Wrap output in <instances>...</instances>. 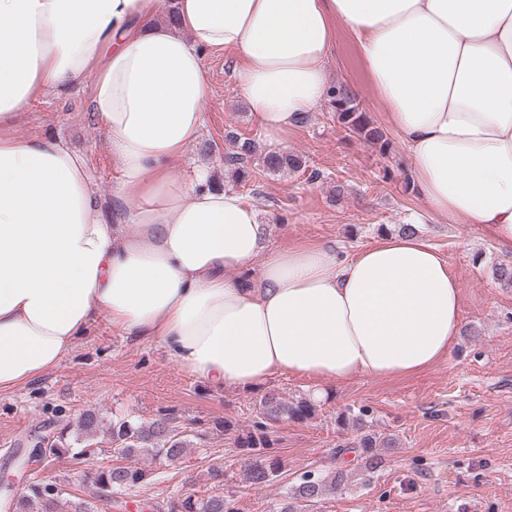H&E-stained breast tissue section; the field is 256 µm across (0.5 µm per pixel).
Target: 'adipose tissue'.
Returning <instances> with one entry per match:
<instances>
[{
    "label": "adipose tissue",
    "mask_w": 512,
    "mask_h": 512,
    "mask_svg": "<svg viewBox=\"0 0 512 512\" xmlns=\"http://www.w3.org/2000/svg\"><path fill=\"white\" fill-rule=\"evenodd\" d=\"M0 0V125L94 76L119 174L106 219L85 157L0 135V393L57 366L98 317L162 344L214 390L423 372L461 329L458 283L418 235L353 253L266 246L267 227L202 167L209 54L268 140L325 101L337 27L360 44L430 210L512 251V0ZM261 276L251 280L250 271Z\"/></svg>",
    "instance_id": "obj_1"
}]
</instances>
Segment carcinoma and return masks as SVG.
<instances>
[{"label":"carcinoma","mask_w":512,"mask_h":512,"mask_svg":"<svg viewBox=\"0 0 512 512\" xmlns=\"http://www.w3.org/2000/svg\"><path fill=\"white\" fill-rule=\"evenodd\" d=\"M330 104L336 112V123L347 134L355 135L363 143L375 148L382 155L389 154L391 142L383 129L377 126L367 113L342 85L331 90ZM227 140L235 150L224 154V167L231 170L237 180H245L249 175L252 157L259 156L264 168L270 173L298 171L304 163L298 155L281 150L258 151L254 139L229 132ZM258 420L252 429L236 438V447L245 451V472L248 481L262 488L282 474L281 459L273 455L275 442L270 438V427L284 421H306L313 418L317 406L307 398L296 401L283 399L277 392L268 391L258 400ZM366 411L343 412L338 422L359 431L355 439L337 446L335 455L355 454L368 471L382 467L387 451L399 447L393 435H377L364 431ZM101 420L93 411H86L78 418L80 435L76 442L68 440L67 428L48 438V454L52 459L70 455L75 460H88L97 452L93 440L101 432ZM109 440L114 450L125 458L147 454L169 462L182 459L188 443V435L177 425V415L163 413L151 421L134 420L128 417H115L107 428ZM154 472L145 467L109 466L93 469L85 475L83 493L88 498L78 497L72 512H95L96 502H112V495L134 486H145L153 481ZM348 481V474L339 469L332 476H323L314 471H305L293 486L292 504L279 507L277 512H308L324 495L334 493ZM66 481L59 478L35 480L23 493L5 502L8 512H59L62 503L63 487ZM235 512L232 502L222 495L207 499L193 496L180 498L168 505L158 506L160 512Z\"/></svg>","instance_id":"cac0c4a2"}]
</instances>
